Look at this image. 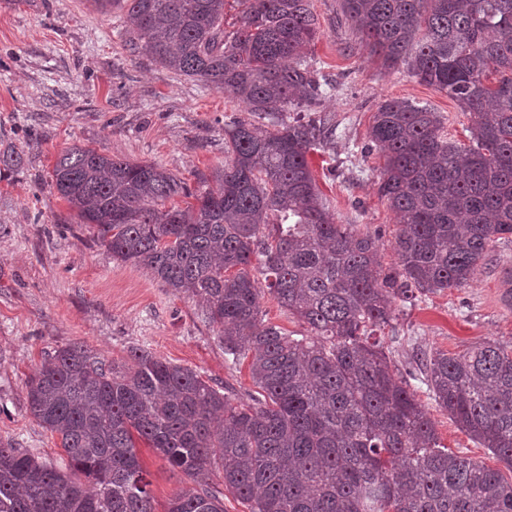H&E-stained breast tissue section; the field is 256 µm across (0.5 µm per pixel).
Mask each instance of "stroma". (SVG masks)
Listing matches in <instances>:
<instances>
[{
  "instance_id": "1",
  "label": "stroma",
  "mask_w": 512,
  "mask_h": 512,
  "mask_svg": "<svg viewBox=\"0 0 512 512\" xmlns=\"http://www.w3.org/2000/svg\"><path fill=\"white\" fill-rule=\"evenodd\" d=\"M310 4L321 28L306 61L326 85L314 109L335 117L338 129L333 143L308 153V165L337 222L377 234L391 263L399 225L377 192L384 160L366 147L378 104L400 98L428 106L461 144L468 119L446 92L372 57L341 0ZM130 37L121 11L102 13L87 0H0V149L24 152L21 169L0 178V442L62 468L67 459L57 437L29 412L25 381L45 353L68 343H85L117 364L140 348L245 402L255 391L248 363L227 361L219 328L199 304L149 268L113 258L51 184L60 153L82 145L157 164L193 188H218L216 175L229 160L224 124L251 119V112L231 93L131 49ZM511 293L509 237L493 244L465 287L412 307L396 304L391 357L403 366L415 349L454 354L489 341L512 346ZM413 388L441 445L512 481V471L430 401L424 385ZM138 455L155 512H165L173 494L193 482L148 445Z\"/></svg>"
}]
</instances>
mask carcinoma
Masks as SVG:
<instances>
[{"mask_svg":"<svg viewBox=\"0 0 512 512\" xmlns=\"http://www.w3.org/2000/svg\"><path fill=\"white\" fill-rule=\"evenodd\" d=\"M87 2L124 12L131 45L158 64L275 120L272 131L224 128L231 160L217 191L87 146L62 152L52 171L113 257L199 302L232 363L250 359L257 397L238 404L143 350L129 367L62 346L25 389L71 473L1 443L0 512H155L139 440L195 483L166 512H225L226 492L248 512H512V482L440 445L410 383L512 470V348L433 351L404 375L382 336L396 301L467 285L490 245L512 236V0H342L384 67L406 66L470 117L462 147L434 109L378 104L369 139L383 150L378 194L399 219L391 265L372 233L336 223L309 169L308 151L336 139V120H277L321 86L303 60L320 31L309 0H241L230 35L224 0ZM22 163L23 151H0V171ZM175 197L194 202L166 207ZM265 293L308 335L265 323Z\"/></svg>","mask_w":512,"mask_h":512,"instance_id":"carcinoma-1","label":"carcinoma"}]
</instances>
